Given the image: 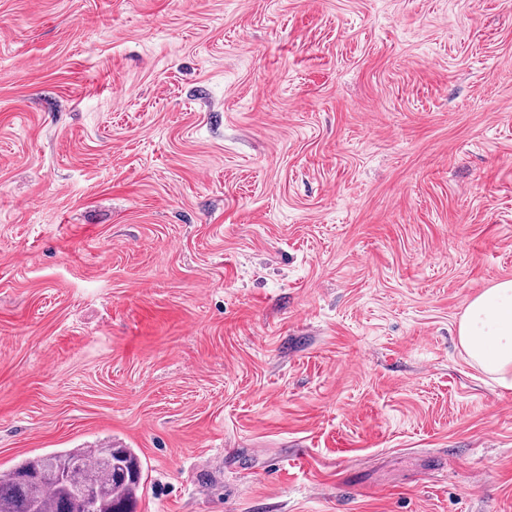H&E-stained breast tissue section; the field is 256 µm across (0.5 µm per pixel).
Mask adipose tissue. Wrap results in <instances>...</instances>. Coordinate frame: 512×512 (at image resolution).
<instances>
[{
    "instance_id": "obj_1",
    "label": "adipose tissue",
    "mask_w": 512,
    "mask_h": 512,
    "mask_svg": "<svg viewBox=\"0 0 512 512\" xmlns=\"http://www.w3.org/2000/svg\"><path fill=\"white\" fill-rule=\"evenodd\" d=\"M457 334L472 366L511 387L512 280L500 281L471 300Z\"/></svg>"
}]
</instances>
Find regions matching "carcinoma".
Segmentation results:
<instances>
[{
	"label": "carcinoma",
	"mask_w": 512,
	"mask_h": 512,
	"mask_svg": "<svg viewBox=\"0 0 512 512\" xmlns=\"http://www.w3.org/2000/svg\"><path fill=\"white\" fill-rule=\"evenodd\" d=\"M108 445L70 448L25 459L0 472V512H136L144 490V467L132 448L112 449V465L100 461ZM62 468L64 478L45 476L47 461ZM92 490V504L75 488Z\"/></svg>",
	"instance_id": "carcinoma-1"
}]
</instances>
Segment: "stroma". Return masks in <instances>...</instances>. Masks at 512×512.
<instances>
[{
    "label": "stroma",
    "instance_id": "35a3bbf8",
    "mask_svg": "<svg viewBox=\"0 0 512 512\" xmlns=\"http://www.w3.org/2000/svg\"><path fill=\"white\" fill-rule=\"evenodd\" d=\"M512 0H0V471L137 512H512ZM458 341L467 361L505 387L512 386V280L477 295L459 323ZM106 466L100 461L106 448ZM48 460L55 461L65 474L63 479L45 476ZM92 498V510L77 496ZM144 490V467L132 448L105 444L98 448H70L22 460L0 472V512H136Z\"/></svg>",
    "mask_w": 512,
    "mask_h": 512
}]
</instances>
